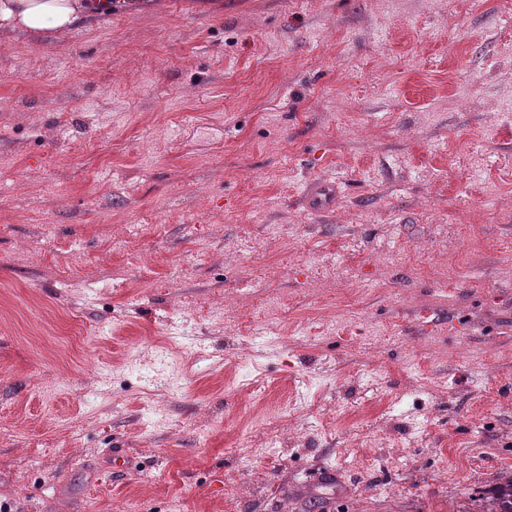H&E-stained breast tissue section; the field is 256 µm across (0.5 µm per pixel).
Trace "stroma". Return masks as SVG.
I'll list each match as a JSON object with an SVG mask.
<instances>
[{"label": "stroma", "mask_w": 512, "mask_h": 512, "mask_svg": "<svg viewBox=\"0 0 512 512\" xmlns=\"http://www.w3.org/2000/svg\"><path fill=\"white\" fill-rule=\"evenodd\" d=\"M509 471L512 0L0 42V502L468 512ZM342 195L341 182L332 179L310 181L301 197V203L312 214H327L336 208Z\"/></svg>", "instance_id": "stroma-1"}]
</instances>
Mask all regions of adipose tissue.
<instances>
[{"label": "adipose tissue", "mask_w": 512, "mask_h": 512, "mask_svg": "<svg viewBox=\"0 0 512 512\" xmlns=\"http://www.w3.org/2000/svg\"><path fill=\"white\" fill-rule=\"evenodd\" d=\"M143 0H0V35L60 41Z\"/></svg>", "instance_id": "ef3b65f1"}]
</instances>
